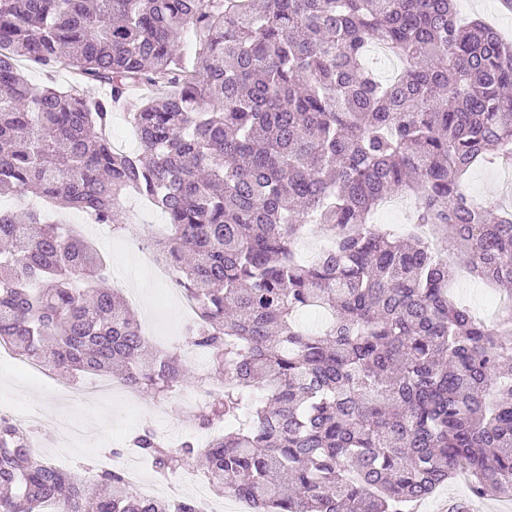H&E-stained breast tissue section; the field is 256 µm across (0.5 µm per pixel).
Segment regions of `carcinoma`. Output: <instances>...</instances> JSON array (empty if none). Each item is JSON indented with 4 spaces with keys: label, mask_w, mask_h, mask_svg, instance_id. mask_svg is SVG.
<instances>
[{
    "label": "carcinoma",
    "mask_w": 512,
    "mask_h": 512,
    "mask_svg": "<svg viewBox=\"0 0 512 512\" xmlns=\"http://www.w3.org/2000/svg\"><path fill=\"white\" fill-rule=\"evenodd\" d=\"M199 36L187 66L180 39ZM383 45L400 63L380 80ZM105 88L33 85L20 62ZM140 148L114 149L112 112ZM512 159V41L456 0H0V344L49 372L158 397L205 383V447L131 440L168 475L203 462L254 512H411L466 471L512 497V308L493 325L448 290L452 266L512 298V210L465 189ZM154 202V251L197 301L201 374L150 350L99 253L27 196L119 230ZM407 195L433 236L373 216ZM313 224L328 245L304 262ZM321 308L324 329L297 314ZM0 415V512H199L98 465L60 469Z\"/></svg>",
    "instance_id": "1"
}]
</instances>
